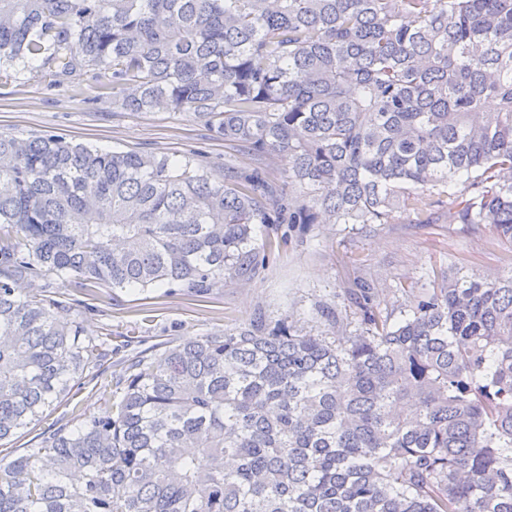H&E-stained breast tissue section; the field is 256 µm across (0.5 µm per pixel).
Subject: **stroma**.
<instances>
[{
	"label": "stroma",
	"mask_w": 512,
	"mask_h": 512,
	"mask_svg": "<svg viewBox=\"0 0 512 512\" xmlns=\"http://www.w3.org/2000/svg\"><path fill=\"white\" fill-rule=\"evenodd\" d=\"M96 94L93 79L77 87L49 89L37 71H28L0 86V133L19 138L56 134L105 151L134 149L175 160L197 153L218 171L252 163L249 155L211 136L192 113L125 112ZM279 233L285 243L246 283L204 295L172 292L163 285L145 292L102 288L90 296L75 290L71 296L76 305L66 316L93 337L138 325L139 342L109 357L108 369L118 375L135 352L158 354L168 345L230 332L258 313L271 320L286 317L317 331L327 325L326 309L354 314L350 292L364 286L373 302L397 321L405 303L402 286L412 282L431 287L433 268L445 266L479 277L506 270L499 251L488 249L482 235L446 214L436 224H313L304 232L283 226ZM97 388L94 370L84 371L70 393L40 420L0 442V459L8 461L36 447L48 427L68 423L74 406L97 412Z\"/></svg>",
	"instance_id": "1"
}]
</instances>
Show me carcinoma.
<instances>
[{
    "label": "carcinoma",
    "instance_id": "1",
    "mask_svg": "<svg viewBox=\"0 0 512 512\" xmlns=\"http://www.w3.org/2000/svg\"><path fill=\"white\" fill-rule=\"evenodd\" d=\"M35 60L258 164L0 133V442L109 356L56 280L205 294L266 266L257 224L444 207L509 271L442 268L395 323L362 291L354 331L259 316L136 356L0 464V512H512V0H0V81Z\"/></svg>",
    "mask_w": 512,
    "mask_h": 512
}]
</instances>
